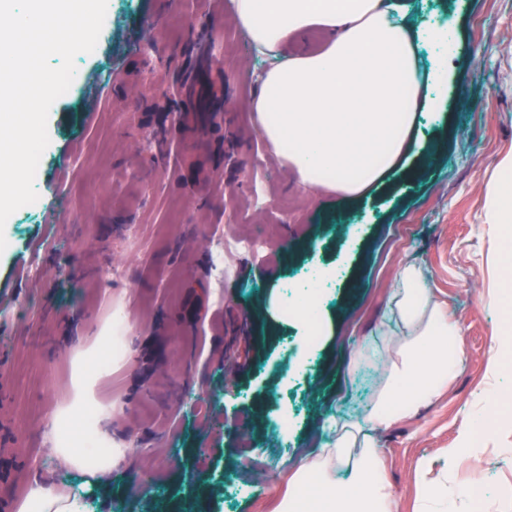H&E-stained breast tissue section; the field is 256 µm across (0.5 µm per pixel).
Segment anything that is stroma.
<instances>
[{"mask_svg": "<svg viewBox=\"0 0 512 512\" xmlns=\"http://www.w3.org/2000/svg\"><path fill=\"white\" fill-rule=\"evenodd\" d=\"M417 11L450 25L455 43L422 54L442 79L414 130L419 175L350 198L302 192L269 153L247 108L268 62L231 0H108L97 54L76 56L50 111L37 204L1 231L0 506L36 477L82 483L53 453L49 424L73 399L78 353L111 336L113 355L91 363L92 390L127 453L84 494L85 512H272L326 417L363 420L384 385L397 344L376 326L411 261L458 321L464 357L432 405L377 434L399 512H417L419 465L440 476L479 403L486 462L455 479L484 490L483 512H512V466L495 456L512 448V425L500 423L512 392L489 372L512 364V312L489 304L491 290H512L500 278L512 242L483 221V188L512 150V0H418ZM206 33L224 61L221 158L196 127L176 133L171 114L173 77ZM339 211L344 223H332ZM241 234L265 249L239 250ZM304 267L342 271L312 339L281 315ZM282 412L296 417L284 437L268 426ZM228 478L248 495L226 499Z\"/></svg>", "mask_w": 512, "mask_h": 512, "instance_id": "1", "label": "stroma"}]
</instances>
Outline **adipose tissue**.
<instances>
[{
  "label": "adipose tissue",
  "instance_id": "adipose-tissue-1",
  "mask_svg": "<svg viewBox=\"0 0 512 512\" xmlns=\"http://www.w3.org/2000/svg\"><path fill=\"white\" fill-rule=\"evenodd\" d=\"M234 18L255 50L274 64L249 102L256 127L272 153L291 169L305 192L350 197L384 184L418 147L419 113L432 110L440 81L421 53L444 44L448 31L426 22L410 25L411 0H233ZM326 38L313 52L287 53L290 39L310 29ZM488 224H512V151L499 159L484 188ZM403 342L388 363L385 387L366 425L326 418L328 439L307 454L288 482L277 512H398L376 434L412 418L447 387L458 361L448 355L461 331L407 264L381 322ZM87 404L75 396L56 420V452L86 478L103 482L119 449L108 416L80 417ZM349 475L338 482V473ZM15 512H82L78 496L33 482Z\"/></svg>",
  "mask_w": 512,
  "mask_h": 512
}]
</instances>
